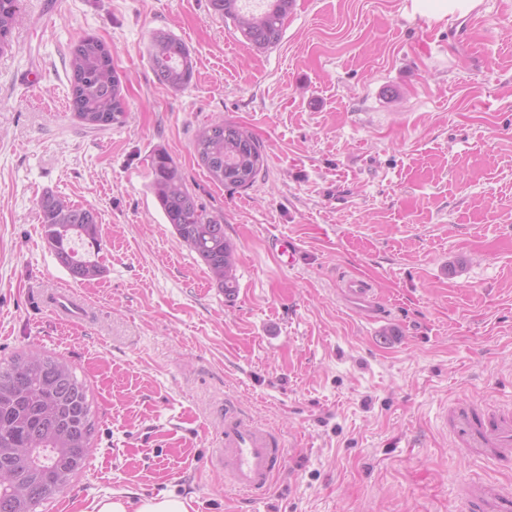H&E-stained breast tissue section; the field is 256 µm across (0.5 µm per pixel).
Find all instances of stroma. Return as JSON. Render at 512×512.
<instances>
[{
  "instance_id": "obj_1",
  "label": "stroma",
  "mask_w": 512,
  "mask_h": 512,
  "mask_svg": "<svg viewBox=\"0 0 512 512\" xmlns=\"http://www.w3.org/2000/svg\"><path fill=\"white\" fill-rule=\"evenodd\" d=\"M411 5L295 0L259 51L208 0H20L0 52V360H67L97 425L85 469L40 512L162 493L190 512H464L461 484L512 483L441 425L459 399L512 405V0L440 22ZM159 30L191 50L183 91L151 69ZM86 34L111 50L127 105L101 132L69 110ZM218 117L264 147L251 189L198 164L196 132ZM159 149L223 215L235 295L164 219L148 188ZM47 190L97 211L101 278L73 281L48 249ZM283 237L294 265L274 250ZM346 277L372 284L382 316L346 306ZM59 288L86 321L47 311ZM228 401L285 443L270 497L212 467Z\"/></svg>"
}]
</instances>
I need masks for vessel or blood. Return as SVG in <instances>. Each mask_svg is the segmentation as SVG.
<instances>
[{
  "label": "vessel or blood",
  "mask_w": 512,
  "mask_h": 512,
  "mask_svg": "<svg viewBox=\"0 0 512 512\" xmlns=\"http://www.w3.org/2000/svg\"><path fill=\"white\" fill-rule=\"evenodd\" d=\"M340 291L366 318L380 315V302L368 281L347 278L342 280ZM48 301L65 321L84 312L82 302L67 292L54 291ZM444 424L454 446L466 454L512 466L511 407L490 410L476 402L458 400L447 407ZM284 461V444L278 435L225 407L218 467L233 487L253 496L266 495ZM462 500L466 512H512V488L495 483L465 484Z\"/></svg>",
  "instance_id": "b4317fda"
}]
</instances>
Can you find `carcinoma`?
<instances>
[{
	"mask_svg": "<svg viewBox=\"0 0 512 512\" xmlns=\"http://www.w3.org/2000/svg\"><path fill=\"white\" fill-rule=\"evenodd\" d=\"M243 0H209L214 13L233 22L258 50L278 45L294 0H261L248 11ZM17 0H0V39L9 42L17 25ZM148 56L162 85L188 87L194 66L188 47L165 31L153 34ZM70 107L89 131L124 122L126 102L112 53L97 37L85 35L69 54ZM210 179L231 189H249L263 168V146L247 129L218 119L203 126L193 145ZM149 189L178 240L207 267L228 296L237 289L233 244L224 236V218L200 203L188 189L173 157L165 150L151 158ZM44 238L58 263L76 282L99 279L104 268L74 248L81 241L100 249L98 216L53 193L37 201ZM95 420L86 382L71 366L46 352L19 353L0 360V469L13 475L0 484V512H37L56 498L85 467L92 448Z\"/></svg>",
	"mask_w": 512,
	"mask_h": 512,
	"instance_id": "cac0c4a2",
	"label": "carcinoma"
}]
</instances>
